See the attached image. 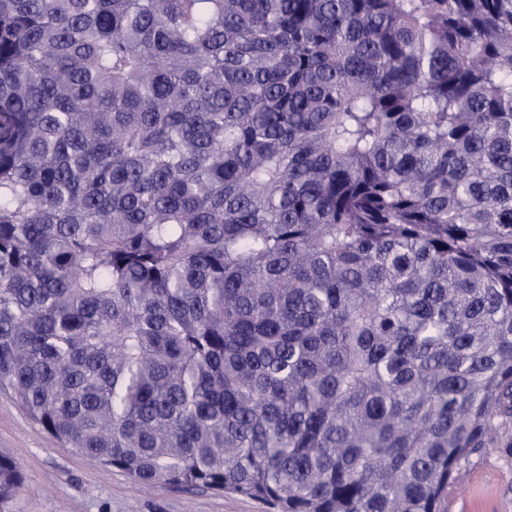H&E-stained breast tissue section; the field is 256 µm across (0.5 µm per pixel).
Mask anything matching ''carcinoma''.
Wrapping results in <instances>:
<instances>
[{
	"instance_id": "obj_1",
	"label": "carcinoma",
	"mask_w": 512,
	"mask_h": 512,
	"mask_svg": "<svg viewBox=\"0 0 512 512\" xmlns=\"http://www.w3.org/2000/svg\"><path fill=\"white\" fill-rule=\"evenodd\" d=\"M0 387L139 484L440 512L512 426V0H0Z\"/></svg>"
}]
</instances>
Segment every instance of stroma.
<instances>
[{"label":"stroma","mask_w":512,"mask_h":512,"mask_svg":"<svg viewBox=\"0 0 512 512\" xmlns=\"http://www.w3.org/2000/svg\"><path fill=\"white\" fill-rule=\"evenodd\" d=\"M0 455L22 469L24 483L0 500V512H272L266 503L209 489L164 483L142 488L50 442L11 394L0 389ZM463 489H449L444 512H512V430L465 464Z\"/></svg>","instance_id":"35a3bbf8"}]
</instances>
